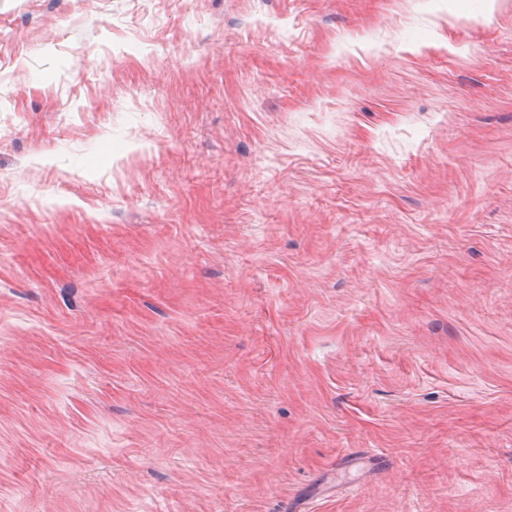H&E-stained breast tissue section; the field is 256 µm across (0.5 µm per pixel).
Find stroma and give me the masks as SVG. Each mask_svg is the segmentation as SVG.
I'll return each mask as SVG.
<instances>
[{"instance_id": "stroma-1", "label": "stroma", "mask_w": 512, "mask_h": 512, "mask_svg": "<svg viewBox=\"0 0 512 512\" xmlns=\"http://www.w3.org/2000/svg\"><path fill=\"white\" fill-rule=\"evenodd\" d=\"M0 512H512V0H0Z\"/></svg>"}]
</instances>
